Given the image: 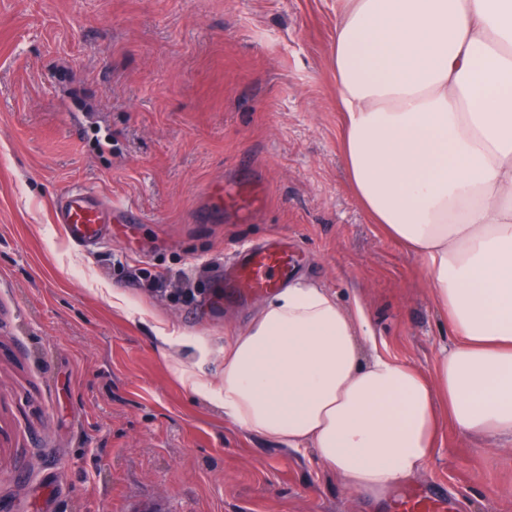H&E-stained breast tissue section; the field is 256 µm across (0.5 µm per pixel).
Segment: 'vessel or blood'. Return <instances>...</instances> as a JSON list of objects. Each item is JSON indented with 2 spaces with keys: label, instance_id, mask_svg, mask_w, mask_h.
<instances>
[{
  "label": "vessel or blood",
  "instance_id": "vessel-or-blood-1",
  "mask_svg": "<svg viewBox=\"0 0 512 512\" xmlns=\"http://www.w3.org/2000/svg\"><path fill=\"white\" fill-rule=\"evenodd\" d=\"M205 197L206 206L198 213L202 220L229 209L246 221L264 203L263 195L252 181L242 182L230 192L225 191L222 182L211 183L205 189ZM54 220L62 225L74 245L97 248L109 238L112 216L92 191L74 187L57 199ZM233 264L234 280H217L205 296V303L220 304L227 298L274 292L295 278L300 256L275 240L262 246L242 248L234 254ZM447 507L445 493L435 488L409 494L397 505L399 512H446Z\"/></svg>",
  "mask_w": 512,
  "mask_h": 512
}]
</instances>
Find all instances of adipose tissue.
<instances>
[{
  "label": "adipose tissue",
  "mask_w": 512,
  "mask_h": 512,
  "mask_svg": "<svg viewBox=\"0 0 512 512\" xmlns=\"http://www.w3.org/2000/svg\"><path fill=\"white\" fill-rule=\"evenodd\" d=\"M332 71L360 205L428 274L457 342L432 373L300 278L224 343L225 419L373 500L443 425L512 441V0H336Z\"/></svg>",
  "instance_id": "1"
}]
</instances>
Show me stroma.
<instances>
[{"instance_id": "35a3bbf8", "label": "stroma", "mask_w": 512, "mask_h": 512, "mask_svg": "<svg viewBox=\"0 0 512 512\" xmlns=\"http://www.w3.org/2000/svg\"><path fill=\"white\" fill-rule=\"evenodd\" d=\"M335 27L336 0H0V512H396L433 486L456 512H512L511 444L445 427L375 503L217 406L224 340L262 301L201 315L177 290L276 234L303 248L302 278L361 299L383 352L426 371L456 341L348 184ZM246 172L264 209L198 222L203 187ZM77 186L117 209L91 255L54 222Z\"/></svg>"}]
</instances>
